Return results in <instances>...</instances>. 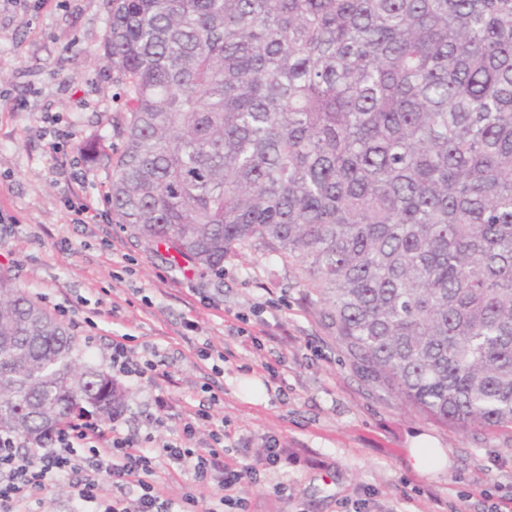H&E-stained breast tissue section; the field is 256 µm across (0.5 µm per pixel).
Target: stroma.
Here are the masks:
<instances>
[{"label":"stroma","mask_w":512,"mask_h":512,"mask_svg":"<svg viewBox=\"0 0 512 512\" xmlns=\"http://www.w3.org/2000/svg\"><path fill=\"white\" fill-rule=\"evenodd\" d=\"M108 17L107 0H0V266L71 326L79 361L108 369L123 336L135 355L155 352L156 376L123 382L115 427L141 429L160 394L170 408L158 440L205 406L224 422L226 460L279 448L278 464L239 488L250 512H491L512 501V430L460 432L369 382L291 267L249 252L225 259L219 282L113 223L109 173L79 149L122 146L112 118L125 99L101 52ZM242 316L260 347L236 335ZM206 344L228 354L222 373L197 357ZM421 434L445 451L431 473L410 463Z\"/></svg>","instance_id":"35a3bbf8"}]
</instances>
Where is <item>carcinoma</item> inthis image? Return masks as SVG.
<instances>
[{
	"instance_id": "cac0c4a2",
	"label": "carcinoma",
	"mask_w": 512,
	"mask_h": 512,
	"mask_svg": "<svg viewBox=\"0 0 512 512\" xmlns=\"http://www.w3.org/2000/svg\"><path fill=\"white\" fill-rule=\"evenodd\" d=\"M115 223L221 280L288 263L379 387L512 428V0H108ZM0 269V430L127 397Z\"/></svg>"
}]
</instances>
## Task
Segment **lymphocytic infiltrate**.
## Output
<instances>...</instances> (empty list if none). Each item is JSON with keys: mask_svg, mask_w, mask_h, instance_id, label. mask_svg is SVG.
I'll list each match as a JSON object with an SVG mask.
<instances>
[{"mask_svg": "<svg viewBox=\"0 0 512 512\" xmlns=\"http://www.w3.org/2000/svg\"><path fill=\"white\" fill-rule=\"evenodd\" d=\"M198 409L184 415L177 438L160 449L144 447L136 434L106 428L76 415L58 429L50 448L28 447L17 434L0 432V512H24L42 504L50 489L67 484L72 512H247L236 493L244 480H256L259 467L278 460L267 449L257 462H227L224 428ZM168 463L189 480L179 499H162L158 492L161 463ZM218 489L217 503L196 495L195 487ZM124 490L111 497L107 487Z\"/></svg>", "mask_w": 512, "mask_h": 512, "instance_id": "lymphocytic-infiltrate-1", "label": "lymphocytic infiltrate"}]
</instances>
